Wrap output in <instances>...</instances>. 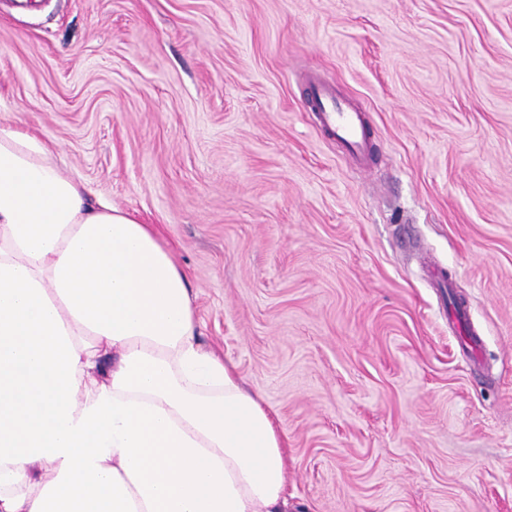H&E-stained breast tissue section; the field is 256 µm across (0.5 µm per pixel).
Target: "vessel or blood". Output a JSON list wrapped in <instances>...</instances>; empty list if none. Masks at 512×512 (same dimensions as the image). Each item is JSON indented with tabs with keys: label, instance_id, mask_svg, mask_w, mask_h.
Masks as SVG:
<instances>
[{
	"label": "vessel or blood",
	"instance_id": "obj_1",
	"mask_svg": "<svg viewBox=\"0 0 512 512\" xmlns=\"http://www.w3.org/2000/svg\"><path fill=\"white\" fill-rule=\"evenodd\" d=\"M308 85L311 99L317 105V117L321 126L348 152L364 156L367 147V130L358 108L338 99L333 87L327 85L318 75H310Z\"/></svg>",
	"mask_w": 512,
	"mask_h": 512
}]
</instances>
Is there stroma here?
I'll list each match as a JSON object with an SVG mask.
<instances>
[{
    "label": "stroma",
    "mask_w": 512,
    "mask_h": 512,
    "mask_svg": "<svg viewBox=\"0 0 512 512\" xmlns=\"http://www.w3.org/2000/svg\"><path fill=\"white\" fill-rule=\"evenodd\" d=\"M0 123L168 243L291 512H512V0H0ZM311 101L317 104L321 126L348 152L364 160L367 147V129L361 111L345 100L336 97L334 88L327 85L317 74L311 73L308 80Z\"/></svg>",
    "instance_id": "35a3bbf8"
}]
</instances>
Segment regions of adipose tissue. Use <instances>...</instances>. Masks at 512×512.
<instances>
[{"label": "adipose tissue", "mask_w": 512, "mask_h": 512, "mask_svg": "<svg viewBox=\"0 0 512 512\" xmlns=\"http://www.w3.org/2000/svg\"><path fill=\"white\" fill-rule=\"evenodd\" d=\"M286 440L153 225L0 125V512H288Z\"/></svg>", "instance_id": "1"}]
</instances>
